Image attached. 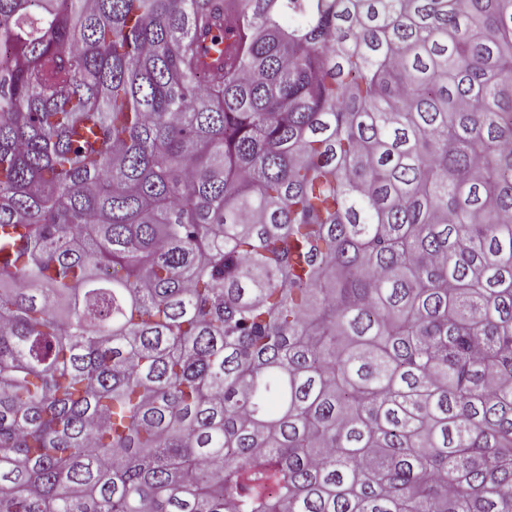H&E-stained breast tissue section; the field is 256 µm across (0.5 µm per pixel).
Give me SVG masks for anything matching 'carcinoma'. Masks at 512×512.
<instances>
[{
	"mask_svg": "<svg viewBox=\"0 0 512 512\" xmlns=\"http://www.w3.org/2000/svg\"><path fill=\"white\" fill-rule=\"evenodd\" d=\"M16 240L0 512H512V0H0Z\"/></svg>",
	"mask_w": 512,
	"mask_h": 512,
	"instance_id": "carcinoma-1",
	"label": "carcinoma"
}]
</instances>
